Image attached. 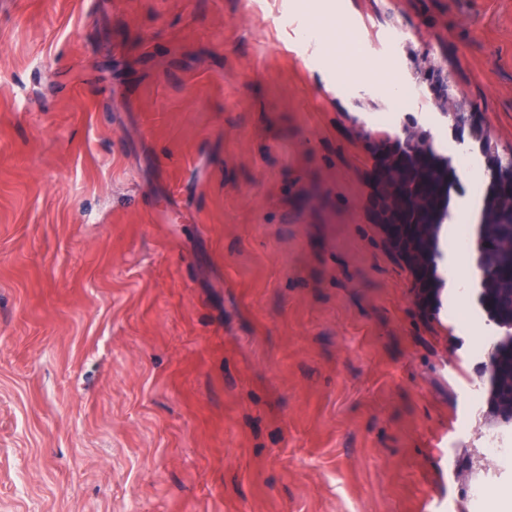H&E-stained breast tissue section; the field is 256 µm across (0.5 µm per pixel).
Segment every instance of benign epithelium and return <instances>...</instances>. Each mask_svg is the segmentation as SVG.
Listing matches in <instances>:
<instances>
[{"mask_svg":"<svg viewBox=\"0 0 512 512\" xmlns=\"http://www.w3.org/2000/svg\"><path fill=\"white\" fill-rule=\"evenodd\" d=\"M424 64L441 115L459 131L470 127L474 105L448 95L452 72L427 58ZM386 152L394 159L386 161L381 154L373 167L375 201L391 242L410 258L420 244L422 225L439 222V208L428 196V185L432 181L448 185V160L435 154L431 142L415 124H404L390 135ZM486 154L492 179L511 184L512 165L503 164L496 145H490Z\"/></svg>","mask_w":512,"mask_h":512,"instance_id":"7a95c632","label":"benign epithelium"}]
</instances>
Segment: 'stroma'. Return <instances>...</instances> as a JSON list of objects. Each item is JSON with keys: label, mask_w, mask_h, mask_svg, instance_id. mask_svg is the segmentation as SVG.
I'll return each instance as SVG.
<instances>
[{"label": "stroma", "mask_w": 512, "mask_h": 512, "mask_svg": "<svg viewBox=\"0 0 512 512\" xmlns=\"http://www.w3.org/2000/svg\"><path fill=\"white\" fill-rule=\"evenodd\" d=\"M427 56L512 149V0H0V512H512L371 207L405 123L487 193ZM425 75L431 77V90L437 109L443 117L450 119L452 127L464 131L471 126V116L474 105L462 99L448 96V84L453 80V74L447 68L437 66L427 57L424 58Z\"/></svg>", "instance_id": "35a3bbf8"}]
</instances>
